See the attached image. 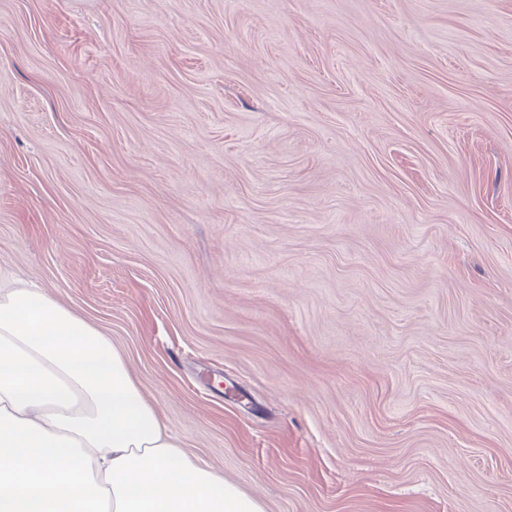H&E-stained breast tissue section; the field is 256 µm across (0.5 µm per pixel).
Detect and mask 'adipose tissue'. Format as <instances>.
<instances>
[{
	"instance_id": "1",
	"label": "adipose tissue",
	"mask_w": 512,
	"mask_h": 512,
	"mask_svg": "<svg viewBox=\"0 0 512 512\" xmlns=\"http://www.w3.org/2000/svg\"><path fill=\"white\" fill-rule=\"evenodd\" d=\"M0 512H265L171 437L98 329L0 277Z\"/></svg>"
}]
</instances>
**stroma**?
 <instances>
[{
	"instance_id": "1",
	"label": "stroma",
	"mask_w": 512,
	"mask_h": 512,
	"mask_svg": "<svg viewBox=\"0 0 512 512\" xmlns=\"http://www.w3.org/2000/svg\"><path fill=\"white\" fill-rule=\"evenodd\" d=\"M0 271L266 512H512V0H0Z\"/></svg>"
}]
</instances>
